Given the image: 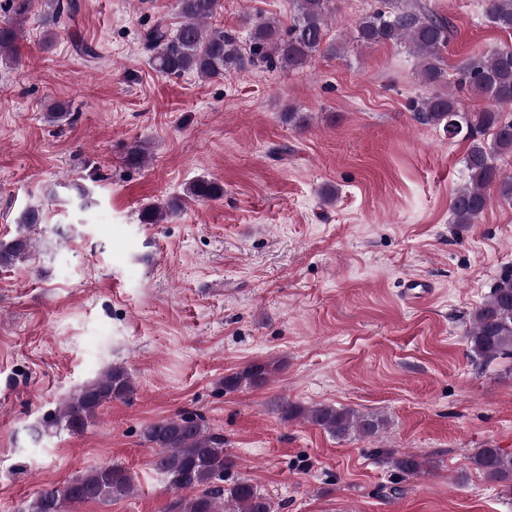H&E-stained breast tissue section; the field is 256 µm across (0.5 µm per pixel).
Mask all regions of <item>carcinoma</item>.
Returning <instances> with one entry per match:
<instances>
[{"label": "carcinoma", "mask_w": 512, "mask_h": 512, "mask_svg": "<svg viewBox=\"0 0 512 512\" xmlns=\"http://www.w3.org/2000/svg\"><path fill=\"white\" fill-rule=\"evenodd\" d=\"M331 0H296L292 23L284 28L279 21L262 14L256 16L248 48L240 45L236 31L208 27L219 0H177L182 21L171 29L157 21L144 35L156 71L179 77L194 72L204 79L224 77L248 67H277L289 71L306 68L323 50L330 55L341 46L326 42ZM486 16L497 29L512 33V0H486ZM454 24L426 4L415 8H379L356 24V41L365 45L399 44L403 41L418 57L421 82L432 93L415 106V117L424 125L448 131L450 119L458 121L456 136L471 141L465 158L468 183L458 189L450 202L457 224H475L492 202L491 191L504 201L512 200V177L505 176L496 164L497 157L512 154V119L503 116L512 107V46L474 58L457 79L460 92L479 96L485 104L478 110L466 108L460 96L444 92L447 83L445 52L454 35ZM19 41L15 23L0 24V60L17 54ZM489 134L488 143L480 136ZM187 197L215 200L224 197V185L208 179L193 182ZM42 221L41 209L30 206L19 217L21 231L8 241H0V267L15 266L31 256V230ZM467 348L485 364L512 359V272L501 275L485 301L470 316L466 330ZM272 366L252 363L224 376V391L243 385H264ZM134 391L127 369L114 365L95 381L60 404L54 423L71 432H81L105 403L124 399ZM283 417H300L330 435L345 439L351 435L373 438L383 428V419L371 413L318 404L309 407L284 401ZM143 439L154 448L153 466L176 491L169 512H273L271 500L251 483L237 480L224 486L225 476L235 466L224 448V438L212 434L198 415L182 412L155 421L143 430ZM474 467L490 481L505 483L512 491V454L498 448H478L471 457ZM399 473L413 476L426 462L410 453L392 457ZM134 479L118 463L91 467L79 477L43 488L28 512H64L66 505L91 501H112L131 495Z\"/></svg>", "instance_id": "obj_1"}]
</instances>
